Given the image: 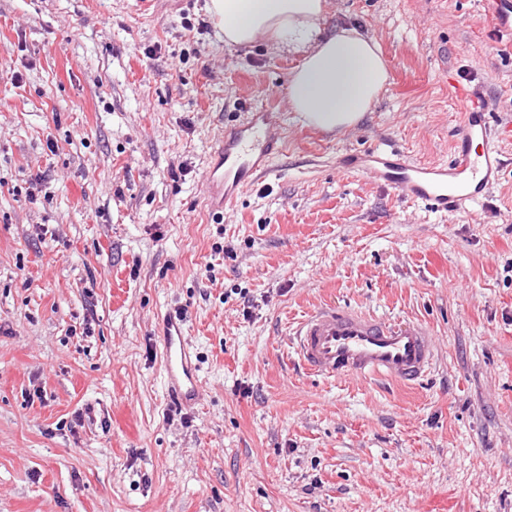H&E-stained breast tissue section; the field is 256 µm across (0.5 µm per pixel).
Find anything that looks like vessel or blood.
<instances>
[{
	"label": "vessel or blood",
	"instance_id": "1",
	"mask_svg": "<svg viewBox=\"0 0 512 512\" xmlns=\"http://www.w3.org/2000/svg\"><path fill=\"white\" fill-rule=\"evenodd\" d=\"M456 98L461 125L450 162L420 163L400 150L376 147L339 157L338 167L437 212H461L480 203L500 181L504 164L483 101L462 88ZM279 125V113L260 110L242 125L222 131L219 160L208 176V195L220 207L232 205L246 187L266 176L271 155L282 149ZM294 334L301 364L327 379L379 377L411 384L428 373L435 357V338L425 325H403L333 305L305 315ZM162 354L169 392L181 405L195 404L200 384L182 317H167Z\"/></svg>",
	"mask_w": 512,
	"mask_h": 512
}]
</instances>
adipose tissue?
Returning a JSON list of instances; mask_svg holds the SVG:
<instances>
[{
	"label": "adipose tissue",
	"instance_id": "adipose-tissue-1",
	"mask_svg": "<svg viewBox=\"0 0 512 512\" xmlns=\"http://www.w3.org/2000/svg\"><path fill=\"white\" fill-rule=\"evenodd\" d=\"M328 0H209L229 46L264 39L301 52L288 103L305 125L331 132L357 125L390 82L379 44L353 27L327 24Z\"/></svg>",
	"mask_w": 512,
	"mask_h": 512
}]
</instances>
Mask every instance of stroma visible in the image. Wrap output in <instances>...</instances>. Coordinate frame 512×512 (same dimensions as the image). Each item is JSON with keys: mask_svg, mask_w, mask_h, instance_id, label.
Returning <instances> with one entry per match:
<instances>
[{"mask_svg": "<svg viewBox=\"0 0 512 512\" xmlns=\"http://www.w3.org/2000/svg\"><path fill=\"white\" fill-rule=\"evenodd\" d=\"M206 2L0 0V512H512V168L444 215L336 166L450 161L458 84L511 124L512 35L480 0H329L391 82L324 132L288 105L300 54L225 45ZM258 107L284 115L273 173L208 208ZM326 304L425 324L428 377L307 372L293 329ZM164 327L162 354L168 391L179 404L194 405L199 399L200 384L195 373V365H192L184 320L182 316L170 314Z\"/></svg>", "mask_w": 512, "mask_h": 512, "instance_id": "obj_1", "label": "stroma"}]
</instances>
